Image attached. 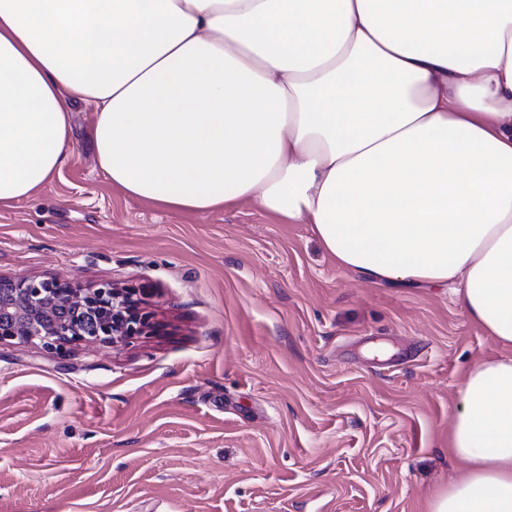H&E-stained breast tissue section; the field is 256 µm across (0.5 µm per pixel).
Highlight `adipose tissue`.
Segmentation results:
<instances>
[{"mask_svg":"<svg viewBox=\"0 0 512 512\" xmlns=\"http://www.w3.org/2000/svg\"><path fill=\"white\" fill-rule=\"evenodd\" d=\"M96 110L99 168L312 225L338 267L448 284L501 356L457 386L429 512H512V0H0V205Z\"/></svg>","mask_w":512,"mask_h":512,"instance_id":"1","label":"adipose tissue"}]
</instances>
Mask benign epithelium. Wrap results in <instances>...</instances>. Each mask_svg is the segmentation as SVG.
<instances>
[{"label": "benign epithelium", "mask_w": 512, "mask_h": 512, "mask_svg": "<svg viewBox=\"0 0 512 512\" xmlns=\"http://www.w3.org/2000/svg\"><path fill=\"white\" fill-rule=\"evenodd\" d=\"M138 288L104 282L75 288L58 277L0 278V345L37 344L64 357L76 348L110 347L156 326L140 309Z\"/></svg>", "instance_id": "obj_1"}]
</instances>
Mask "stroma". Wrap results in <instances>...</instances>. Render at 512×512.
Masks as SVG:
<instances>
[{
    "mask_svg": "<svg viewBox=\"0 0 512 512\" xmlns=\"http://www.w3.org/2000/svg\"><path fill=\"white\" fill-rule=\"evenodd\" d=\"M95 109L0 207V277L149 290L156 335L63 358L0 347V512H427L461 375L500 354L447 285L340 269L308 224L205 215L99 169Z\"/></svg>",
    "mask_w": 512,
    "mask_h": 512,
    "instance_id": "obj_1",
    "label": "stroma"
}]
</instances>
